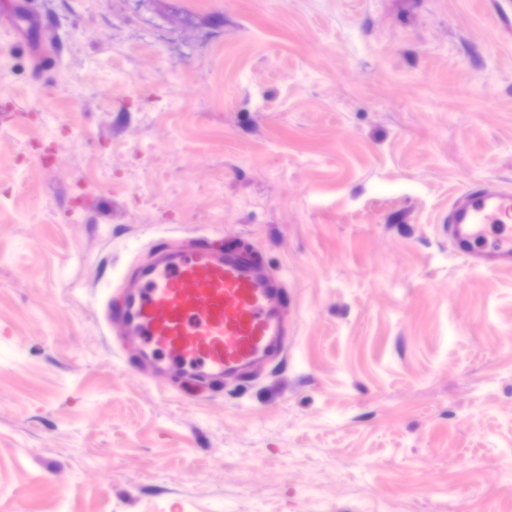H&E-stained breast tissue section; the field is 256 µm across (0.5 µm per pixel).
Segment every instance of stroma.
<instances>
[{"instance_id": "obj_1", "label": "stroma", "mask_w": 512, "mask_h": 512, "mask_svg": "<svg viewBox=\"0 0 512 512\" xmlns=\"http://www.w3.org/2000/svg\"><path fill=\"white\" fill-rule=\"evenodd\" d=\"M0 512H512L502 0H0ZM244 242L288 355L203 398L126 367L99 289ZM512 192L474 183L463 190L448 211V234L456 252L472 268L512 267Z\"/></svg>"}]
</instances>
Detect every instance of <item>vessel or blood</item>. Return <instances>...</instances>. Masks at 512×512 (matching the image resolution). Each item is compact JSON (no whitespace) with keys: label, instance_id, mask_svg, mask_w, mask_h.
Returning <instances> with one entry per match:
<instances>
[{"label":"vessel or blood","instance_id":"b4317fda","mask_svg":"<svg viewBox=\"0 0 512 512\" xmlns=\"http://www.w3.org/2000/svg\"><path fill=\"white\" fill-rule=\"evenodd\" d=\"M511 216L512 192L469 185L448 211L454 249L476 269L512 267ZM152 252V262L129 265L104 309L118 336L138 340L141 362L220 383L287 352L283 283L249 254L202 239L186 248L159 240Z\"/></svg>","mask_w":512,"mask_h":512}]
</instances>
